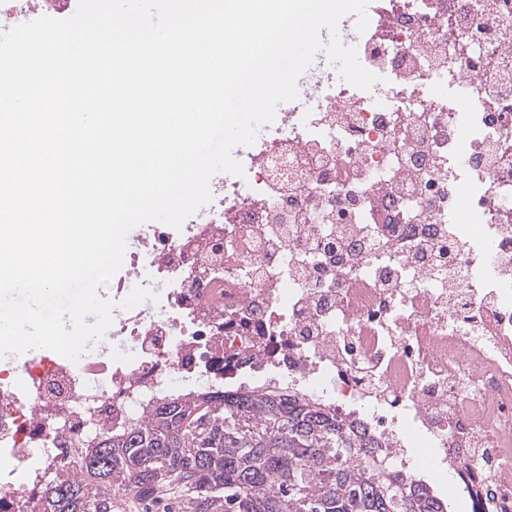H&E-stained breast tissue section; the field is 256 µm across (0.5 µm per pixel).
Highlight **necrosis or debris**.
<instances>
[{"label":"necrosis or debris","mask_w":512,"mask_h":512,"mask_svg":"<svg viewBox=\"0 0 512 512\" xmlns=\"http://www.w3.org/2000/svg\"><path fill=\"white\" fill-rule=\"evenodd\" d=\"M341 40L376 75L305 70L240 176L181 228L140 225L78 360L0 368V512H34L174 379L246 375L355 406L470 512H512V0H371ZM157 293L131 309L132 287Z\"/></svg>","instance_id":"4bbe7bcc"}]
</instances>
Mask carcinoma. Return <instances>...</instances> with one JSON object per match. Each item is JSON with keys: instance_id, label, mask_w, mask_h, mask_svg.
Listing matches in <instances>:
<instances>
[{"instance_id": "1", "label": "carcinoma", "mask_w": 512, "mask_h": 512, "mask_svg": "<svg viewBox=\"0 0 512 512\" xmlns=\"http://www.w3.org/2000/svg\"><path fill=\"white\" fill-rule=\"evenodd\" d=\"M379 444L352 414L295 387H240L220 403L172 394L103 436L47 489L44 512H113L116 489L146 512L174 489L187 512H447Z\"/></svg>"}]
</instances>
